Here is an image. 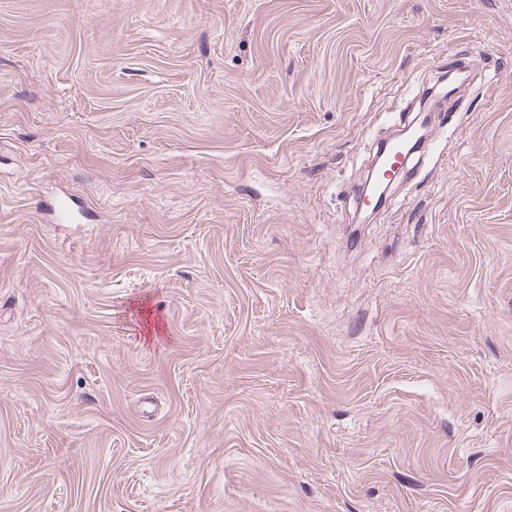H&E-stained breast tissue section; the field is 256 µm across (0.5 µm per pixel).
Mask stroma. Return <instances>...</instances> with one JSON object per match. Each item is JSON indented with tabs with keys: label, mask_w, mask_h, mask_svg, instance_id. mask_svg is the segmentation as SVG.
<instances>
[{
	"label": "stroma",
	"mask_w": 512,
	"mask_h": 512,
	"mask_svg": "<svg viewBox=\"0 0 512 512\" xmlns=\"http://www.w3.org/2000/svg\"><path fill=\"white\" fill-rule=\"evenodd\" d=\"M0 512H512V0H0Z\"/></svg>",
	"instance_id": "stroma-1"
}]
</instances>
